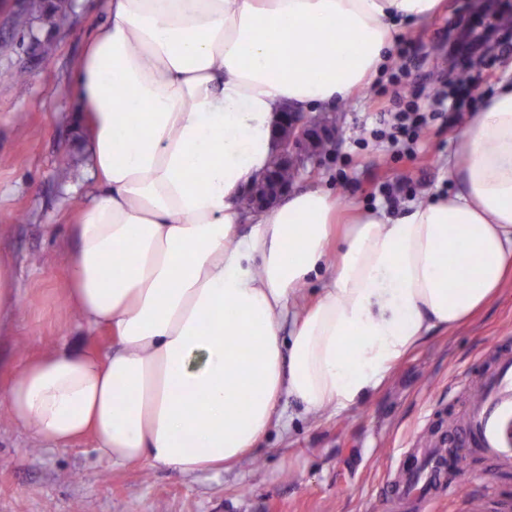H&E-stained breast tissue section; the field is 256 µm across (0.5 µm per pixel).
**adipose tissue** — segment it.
I'll list each match as a JSON object with an SVG mask.
<instances>
[{
  "mask_svg": "<svg viewBox=\"0 0 512 512\" xmlns=\"http://www.w3.org/2000/svg\"><path fill=\"white\" fill-rule=\"evenodd\" d=\"M441 2L109 0L73 70L97 182L70 227L65 302L115 345L20 362L0 390L12 423L52 449L91 439L115 465L219 472L282 398L349 408L489 305L512 277V83L459 131L450 192L343 218L311 184L237 232L278 112L374 84Z\"/></svg>",
  "mask_w": 512,
  "mask_h": 512,
  "instance_id": "ef3b65f1",
  "label": "adipose tissue"
}]
</instances>
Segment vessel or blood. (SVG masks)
Here are the masks:
<instances>
[{"label": "vessel or blood", "mask_w": 512, "mask_h": 512, "mask_svg": "<svg viewBox=\"0 0 512 512\" xmlns=\"http://www.w3.org/2000/svg\"><path fill=\"white\" fill-rule=\"evenodd\" d=\"M453 438L411 449L412 469L394 482L404 512H434L440 496L456 493L461 451L476 448L498 468L512 469V349H497L482 376L480 394L452 428Z\"/></svg>", "instance_id": "vessel-or-blood-1"}]
</instances>
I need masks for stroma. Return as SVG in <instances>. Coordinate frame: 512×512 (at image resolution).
<instances>
[{
    "label": "stroma",
    "mask_w": 512,
    "mask_h": 512,
    "mask_svg": "<svg viewBox=\"0 0 512 512\" xmlns=\"http://www.w3.org/2000/svg\"><path fill=\"white\" fill-rule=\"evenodd\" d=\"M469 0H442L438 13L402 34L393 64L372 88L335 104L339 140L332 158L312 174L341 207L385 208L399 217L425 196L446 192V162L456 134L480 98L512 81V46L488 58L469 88L441 78L435 56L448 24ZM106 0H66L54 23L33 43L23 0H0V253L18 298L14 315L0 329V387L11 380L18 358L36 357L65 339L91 350L111 345L106 332L77 326L62 294V254L72 248L69 226L89 203L95 175L72 69L95 27L105 22ZM24 68L28 77L12 80ZM440 86L445 114L429 119L410 155L393 156L381 113L415 90ZM69 155L67 179L57 159ZM401 186L385 206L381 190ZM512 347V280L472 320L435 330L361 404L346 410L307 412L295 400L281 403L282 416L254 453L234 467L184 476L171 470L118 467L101 459L91 441L67 450L39 446L0 412V512H389L384 481L409 460L406 448H423L465 408L470 389L492 361L495 346ZM460 500L440 501L435 512H497L512 502V469L499 470L471 451Z\"/></svg>",
    "instance_id": "35a3bbf8"
}]
</instances>
